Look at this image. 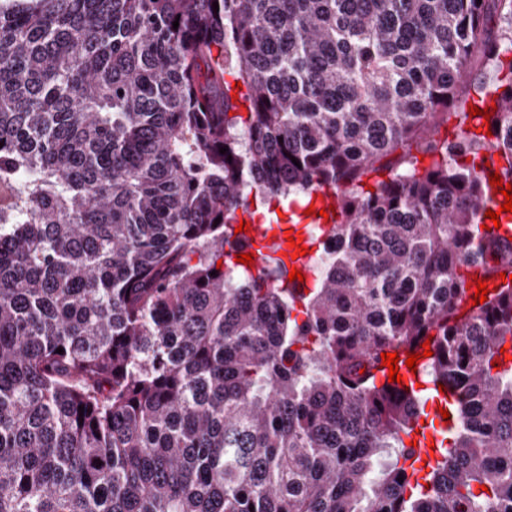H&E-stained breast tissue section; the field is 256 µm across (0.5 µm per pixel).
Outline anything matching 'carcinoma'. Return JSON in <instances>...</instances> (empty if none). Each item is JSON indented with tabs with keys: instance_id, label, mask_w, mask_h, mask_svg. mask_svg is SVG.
I'll list each match as a JSON object with an SVG mask.
<instances>
[{
	"instance_id": "carcinoma-1",
	"label": "carcinoma",
	"mask_w": 512,
	"mask_h": 512,
	"mask_svg": "<svg viewBox=\"0 0 512 512\" xmlns=\"http://www.w3.org/2000/svg\"><path fill=\"white\" fill-rule=\"evenodd\" d=\"M509 52L512 0H0V512H512ZM248 188L336 193L318 287L234 261Z\"/></svg>"
}]
</instances>
